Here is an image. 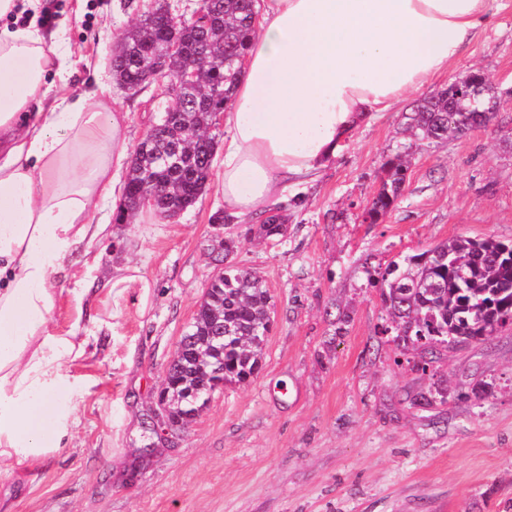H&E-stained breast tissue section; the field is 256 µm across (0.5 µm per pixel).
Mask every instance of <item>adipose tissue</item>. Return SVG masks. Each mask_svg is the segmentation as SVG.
I'll use <instances>...</instances> for the list:
<instances>
[{"label":"adipose tissue","mask_w":512,"mask_h":512,"mask_svg":"<svg viewBox=\"0 0 512 512\" xmlns=\"http://www.w3.org/2000/svg\"><path fill=\"white\" fill-rule=\"evenodd\" d=\"M487 0H265L245 76L224 110V207L246 216L325 168L358 127L447 73ZM63 34L0 30V466L59 450L66 362L61 277L104 229L125 115L88 93L50 97Z\"/></svg>","instance_id":"obj_1"}]
</instances>
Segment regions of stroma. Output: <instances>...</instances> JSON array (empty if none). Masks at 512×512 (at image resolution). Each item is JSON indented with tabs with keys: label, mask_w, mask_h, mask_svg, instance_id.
<instances>
[{
	"label": "stroma",
	"mask_w": 512,
	"mask_h": 512,
	"mask_svg": "<svg viewBox=\"0 0 512 512\" xmlns=\"http://www.w3.org/2000/svg\"><path fill=\"white\" fill-rule=\"evenodd\" d=\"M153 3L38 0L0 28L32 23L47 38L67 22L66 73L51 76L52 95L102 84L134 145L163 87L118 86L112 49ZM472 70L512 89V0H490L487 27L426 90ZM408 107L375 114L325 169L289 188L283 237L253 238L259 215L235 219L232 260L265 279L274 304L261 368L215 393L135 481L168 363L220 271L211 218L224 209V151L176 220L142 209L121 222L105 207L106 231L69 268L53 312L56 336L87 343L57 396L72 413L68 434L54 455L0 472V512H512V327L440 352L434 374L414 371V351L382 335L386 312L368 280L455 236L512 243V100L490 127L445 142L406 131ZM399 152L410 161L405 190L365 222L380 166ZM438 388L446 403H420Z\"/></svg>",
	"instance_id": "1"
}]
</instances>
